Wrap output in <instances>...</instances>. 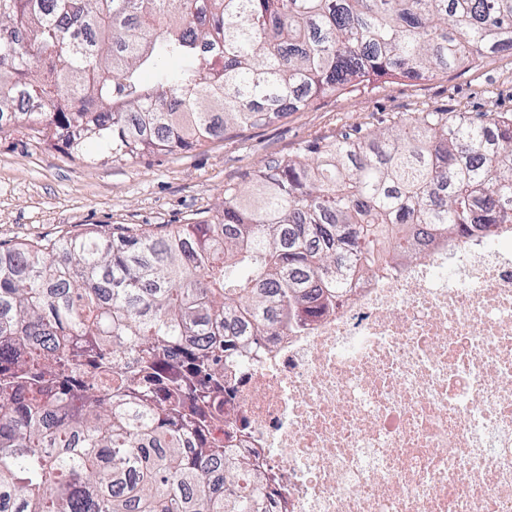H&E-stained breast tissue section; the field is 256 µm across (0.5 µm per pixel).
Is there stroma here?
<instances>
[{
  "instance_id": "35a3bbf8",
  "label": "stroma",
  "mask_w": 512,
  "mask_h": 512,
  "mask_svg": "<svg viewBox=\"0 0 512 512\" xmlns=\"http://www.w3.org/2000/svg\"><path fill=\"white\" fill-rule=\"evenodd\" d=\"M425 110L512 113V54L422 80L383 78L314 98L304 109L191 150L89 163L17 127L0 134V247L85 230L164 234L208 220L227 185L320 137L382 129Z\"/></svg>"
}]
</instances>
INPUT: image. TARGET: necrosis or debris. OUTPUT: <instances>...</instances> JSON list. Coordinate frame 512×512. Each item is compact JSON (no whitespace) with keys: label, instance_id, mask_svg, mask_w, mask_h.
Here are the masks:
<instances>
[{"label":"necrosis or debris","instance_id":"obj_1","mask_svg":"<svg viewBox=\"0 0 512 512\" xmlns=\"http://www.w3.org/2000/svg\"><path fill=\"white\" fill-rule=\"evenodd\" d=\"M512 223L421 244L342 303L236 337L208 438L267 512H512Z\"/></svg>","mask_w":512,"mask_h":512}]
</instances>
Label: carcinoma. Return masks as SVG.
Returning <instances> with one entry per match:
<instances>
[{
	"instance_id": "1",
	"label": "carcinoma",
	"mask_w": 512,
	"mask_h": 512,
	"mask_svg": "<svg viewBox=\"0 0 512 512\" xmlns=\"http://www.w3.org/2000/svg\"><path fill=\"white\" fill-rule=\"evenodd\" d=\"M506 48L512 0H0V133L137 159ZM508 198L512 114L432 110L260 164L201 224L0 252V512H267L241 463L229 494L206 484L224 449L186 404L222 412L226 336H275L418 254L399 226L483 236Z\"/></svg>"
}]
</instances>
